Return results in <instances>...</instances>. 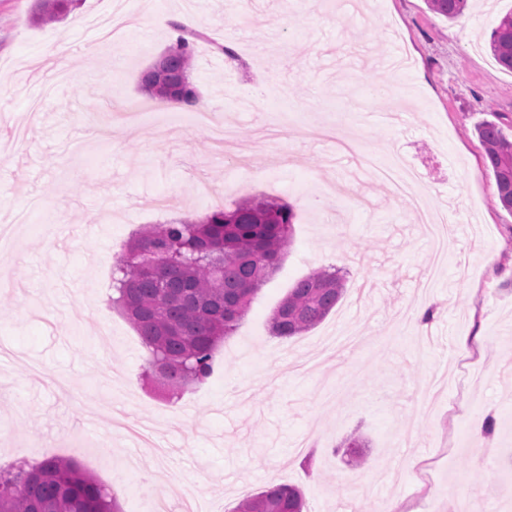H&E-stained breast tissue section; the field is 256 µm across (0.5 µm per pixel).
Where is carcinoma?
<instances>
[{
    "mask_svg": "<svg viewBox=\"0 0 512 512\" xmlns=\"http://www.w3.org/2000/svg\"><path fill=\"white\" fill-rule=\"evenodd\" d=\"M76 0H36L34 14L56 22ZM428 9L450 21L467 0H426ZM175 43L160 58L174 83L155 79L151 66L141 89L159 98H179L188 106L200 97L191 81L197 31L172 23ZM487 50L512 72V10L492 31ZM483 165L492 173L497 204L512 214V136L494 121L476 128ZM295 213L281 198L263 194L204 216L183 215L151 224L115 259L112 306L121 309L142 337L148 368L172 390L201 383L212 370L213 352L232 335L255 295L277 270L292 241ZM344 280L318 269L300 280L271 318L280 337L305 333L336 306ZM296 487L274 484L241 502L237 512H304ZM0 512H120L114 492L69 460L22 461L0 468Z\"/></svg>",
    "mask_w": 512,
    "mask_h": 512,
    "instance_id": "carcinoma-1",
    "label": "carcinoma"
}]
</instances>
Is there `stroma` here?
<instances>
[{
  "label": "stroma",
  "mask_w": 512,
  "mask_h": 512,
  "mask_svg": "<svg viewBox=\"0 0 512 512\" xmlns=\"http://www.w3.org/2000/svg\"><path fill=\"white\" fill-rule=\"evenodd\" d=\"M511 10L470 0L451 22L425 0H82L45 24L33 0H0V222L29 217L0 253V465L72 459L121 512H154L173 482L214 512L279 483L307 512H447L457 495L490 512L512 486V214L475 127L512 134V73L485 50ZM186 15L203 34L191 79L231 142L139 88ZM396 154L453 227L434 276L423 228L374 175ZM262 193L293 205L292 242L210 377L169 396L107 302L113 262L147 225ZM45 210L62 216L48 239ZM319 268L345 280L336 308L272 336L275 308ZM424 300L426 330L400 329ZM353 434L361 469L342 449Z\"/></svg>",
  "instance_id": "1"
}]
</instances>
